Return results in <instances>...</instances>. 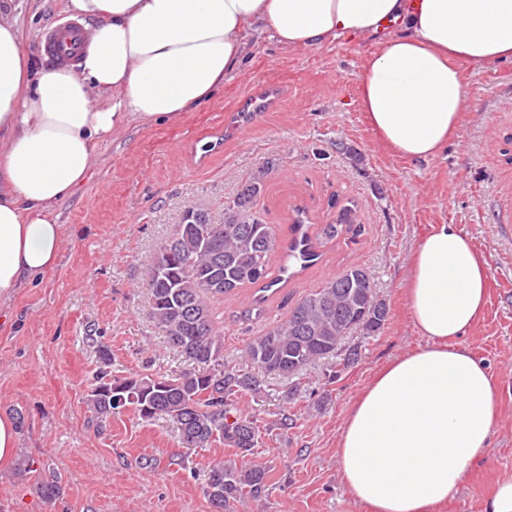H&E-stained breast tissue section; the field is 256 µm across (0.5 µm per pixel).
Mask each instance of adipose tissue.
Wrapping results in <instances>:
<instances>
[{"instance_id": "obj_1", "label": "adipose tissue", "mask_w": 512, "mask_h": 512, "mask_svg": "<svg viewBox=\"0 0 512 512\" xmlns=\"http://www.w3.org/2000/svg\"><path fill=\"white\" fill-rule=\"evenodd\" d=\"M0 0V302L56 264L58 205L132 124L171 122L210 100L252 31L287 49L374 37L360 104L408 160L445 151L465 107L459 63L512 61V0H65L85 25L76 65L32 64ZM487 264L455 224L416 246L406 300L423 346L363 387L339 439L342 480L369 512H433L496 426L489 364L460 342L487 304Z\"/></svg>"}]
</instances>
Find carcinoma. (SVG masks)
I'll use <instances>...</instances> for the list:
<instances>
[{
    "label": "carcinoma",
    "mask_w": 512,
    "mask_h": 512,
    "mask_svg": "<svg viewBox=\"0 0 512 512\" xmlns=\"http://www.w3.org/2000/svg\"><path fill=\"white\" fill-rule=\"evenodd\" d=\"M271 171L272 166H263L241 184L224 206L223 223H214L207 209L197 207L160 243L145 279L151 315L194 368L116 377L111 350L97 344L99 366L87 395L97 427L130 407L143 420L172 422L185 448H206L219 441L243 459L257 446L267 426L255 416L242 415L236 404L242 395L258 393L261 381L248 371L224 365V331L215 321L211 301L245 284H261V293L274 287L266 278L276 237L254 210ZM388 313L371 273L352 266L306 295L283 324L253 341L245 354L266 373L297 377L308 365L335 356L351 333L377 335ZM44 470L47 474L37 491L53 502L63 493L61 480L50 465ZM268 473V467L251 462H212L208 478L220 476L223 481L206 483V494L210 503L231 512V502L261 497Z\"/></svg>",
    "instance_id": "cac0c4a2"
}]
</instances>
